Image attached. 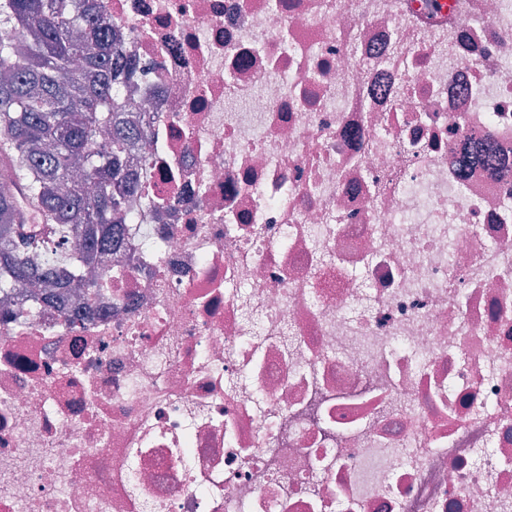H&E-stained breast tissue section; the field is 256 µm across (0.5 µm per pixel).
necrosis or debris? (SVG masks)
I'll return each mask as SVG.
<instances>
[{
  "label": "necrosis or debris",
  "instance_id": "4bbe7bcc",
  "mask_svg": "<svg viewBox=\"0 0 512 512\" xmlns=\"http://www.w3.org/2000/svg\"><path fill=\"white\" fill-rule=\"evenodd\" d=\"M107 7L143 190L0 306V512H512V0ZM493 158L492 148L482 138L470 137L457 155V169L463 175L474 166L493 162Z\"/></svg>",
  "mask_w": 512,
  "mask_h": 512
}]
</instances>
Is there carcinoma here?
Masks as SVG:
<instances>
[{
	"instance_id": "carcinoma-1",
	"label": "carcinoma",
	"mask_w": 512,
	"mask_h": 512,
	"mask_svg": "<svg viewBox=\"0 0 512 512\" xmlns=\"http://www.w3.org/2000/svg\"><path fill=\"white\" fill-rule=\"evenodd\" d=\"M104 0H0V296L70 288L111 254L134 189L123 157L119 84L135 64L112 58ZM109 137L112 151L97 147ZM474 136L457 169L493 161ZM68 239L71 250L53 247Z\"/></svg>"
}]
</instances>
